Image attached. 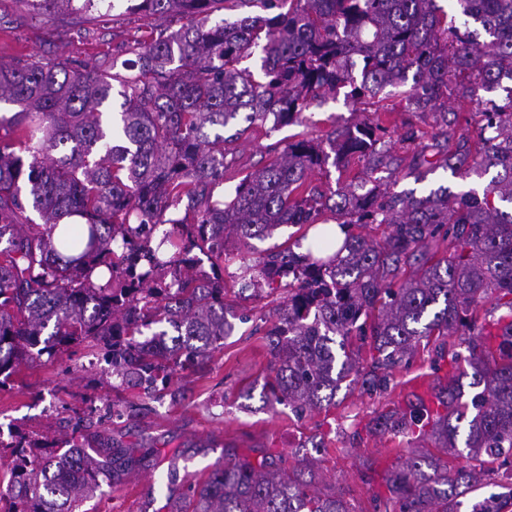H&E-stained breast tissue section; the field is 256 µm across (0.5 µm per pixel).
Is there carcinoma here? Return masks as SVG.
<instances>
[{
	"label": "carcinoma",
	"mask_w": 512,
	"mask_h": 512,
	"mask_svg": "<svg viewBox=\"0 0 512 512\" xmlns=\"http://www.w3.org/2000/svg\"><path fill=\"white\" fill-rule=\"evenodd\" d=\"M24 2L43 14L59 3L77 15L102 7ZM455 2L448 13L437 0H136L158 24L149 42L126 45L122 62L0 61V103L16 107L0 114V390L21 365L87 342L122 384L175 397L167 370L202 369L233 330L223 275L232 240L236 254L253 255L239 266L241 291L288 287L265 332L262 398L272 404L302 414L333 403L344 383L378 390L422 340L468 337L440 348L452 372L438 385L439 410L412 405L372 420L407 445L373 512H462L489 485L490 465L512 460V208L502 207L512 205V0ZM256 49L258 74L242 66ZM388 87L436 126L409 163L416 180L438 168L495 171L482 190L367 187L403 159L381 121L357 120L289 136L273 162L214 197L235 167L229 146L250 128L300 126L342 89L358 105ZM453 99L478 102L492 136L477 147L456 136L469 117ZM352 155L364 167L350 182L333 191L312 182ZM327 211L347 229L338 248L327 231L304 253L253 244L283 226L314 227ZM488 302L507 309L492 324L479 320ZM353 336L370 341L369 371L347 351ZM467 387L477 393L465 397ZM422 428L431 451L412 446ZM95 439L51 450L0 440L11 457L6 512H76L102 484L121 485L137 459ZM439 452L465 465L450 470ZM180 459L174 450L169 512H350L316 489L305 456L287 467L226 448L196 483L179 481ZM470 512H512V486Z\"/></svg>",
	"instance_id": "carcinoma-1"
}]
</instances>
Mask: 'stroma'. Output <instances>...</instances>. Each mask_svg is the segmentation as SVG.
I'll return each mask as SVG.
<instances>
[{"mask_svg":"<svg viewBox=\"0 0 512 512\" xmlns=\"http://www.w3.org/2000/svg\"><path fill=\"white\" fill-rule=\"evenodd\" d=\"M149 32L148 20L129 11L125 0H117L108 15L87 21L35 18L22 0H0L3 61L32 55L93 66L120 55L125 43L147 38ZM307 118V132L320 136L332 125L352 121V106L340 94L311 107ZM296 132L293 126L275 131L251 128L237 145L239 170L262 167ZM377 178L388 191L412 189L420 196L441 185L456 192L484 186L483 180H462L441 169L421 181L388 170ZM238 266L235 260L224 265V300L248 319L236 322L232 336L203 370L174 371L171 386L180 390L179 400L149 399L140 390L121 387L95 347L84 343L21 365L11 386L0 390V425L51 446L72 435L77 418L90 415L115 447L134 449L142 459L140 471L91 500L94 512H141L148 499L153 512H165L166 456L197 445L208 446L209 452L181 463V474L190 480L205 478L228 446L253 456L268 452L290 462L305 455L313 462L321 492L343 494L354 512H372V499L388 494L386 476L397 463V441L372 432L371 421L387 409L405 407L408 393L434 382L438 372L433 346L420 347L410 364L395 368L383 392L371 395L343 388L334 403L301 416L284 405H267L261 398L269 362L263 335L286 292L266 289L241 297ZM115 401L135 403L139 409L117 417L110 408Z\"/></svg>","mask_w":512,"mask_h":512,"instance_id":"obj_1","label":"stroma"}]
</instances>
